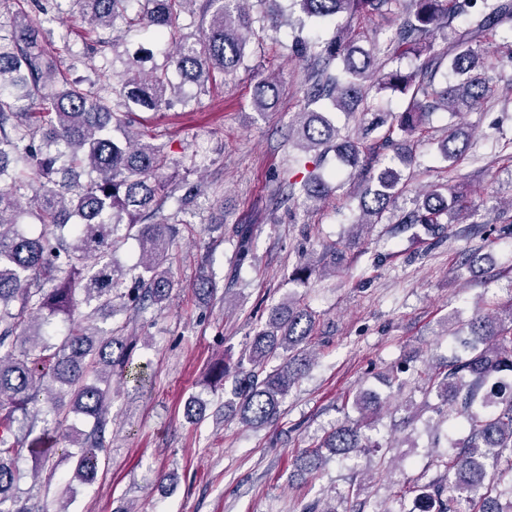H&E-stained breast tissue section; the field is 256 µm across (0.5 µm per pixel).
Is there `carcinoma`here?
<instances>
[{
  "label": "carcinoma",
  "instance_id": "1",
  "mask_svg": "<svg viewBox=\"0 0 512 512\" xmlns=\"http://www.w3.org/2000/svg\"><path fill=\"white\" fill-rule=\"evenodd\" d=\"M201 2L200 23L187 32L181 23L187 7ZM265 12L253 18L250 0H68L49 14L42 0H0L12 14L0 26V512H48L46 506L20 495L22 459L35 463L34 476L56 474L54 458L73 459L67 485H91L105 463L109 446L112 381L132 376L133 346L119 329L101 336L86 322L107 311L111 316L135 309L160 308L171 297L174 276L165 260L182 227L169 222L164 205L174 187L164 174L163 149L135 138V112L188 106L215 74L227 75L244 63L253 23L261 21L293 32L291 53L305 62L303 111L294 113L288 137L307 152L331 147L343 164L358 168L365 146L348 137L312 106L326 101L331 109L370 116L365 133L388 126L383 147L420 129L425 115L442 111L457 118L493 98L494 87L483 77L488 69L477 46L489 34L512 32V0H410L387 43L356 33L346 25L327 40L305 38L306 23H334L347 16L388 11L401 0H291L299 9L283 13L278 0H255ZM37 11L44 16L32 15ZM90 25L96 38L85 44L108 47L112 82L99 84L72 77L84 53L72 50L70 22ZM57 23L58 29L43 22ZM135 28L154 34L162 64L145 63L153 53L131 51L127 34ZM440 37L445 51H434ZM411 58L415 66L385 70L387 64ZM454 83L438 81L443 71ZM398 92L404 109L394 115L376 111L370 91ZM279 88L266 78L256 87L252 105L258 112L276 107ZM471 133L448 125L441 150L448 171L456 169L470 148ZM411 160L396 152L388 165L369 173L355 225L376 224L403 192V171ZM85 174L86 180H60L61 173ZM327 180L308 172L288 183L281 203L304 194L320 201ZM41 224L36 237L23 230L25 218ZM469 217L464 196L447 184H435L418 195L401 224H450ZM137 228L139 255L131 269L115 259L124 228ZM236 268L252 262L253 227L238 225ZM197 293L217 290L201 271ZM57 318L69 320L66 335L50 328ZM314 327L304 306L288 300L270 310L253 335L235 370L213 364L209 386L226 389L224 407L252 429L276 422L288 392L309 359L303 344ZM475 340L467 355L444 373L422 371L426 390L450 404L448 455L443 461L448 485L433 482L428 492L411 482L394 491L402 499L417 493L419 512H512V479L489 477L487 460L512 456V313L479 311L468 323ZM280 363L266 370L268 362ZM206 404L188 399L186 414L195 423ZM73 418L70 443L60 447L49 432ZM365 438L360 421H347L296 458L302 471L325 462L320 449L346 455L356 448H377Z\"/></svg>",
  "mask_w": 512,
  "mask_h": 512
}]
</instances>
